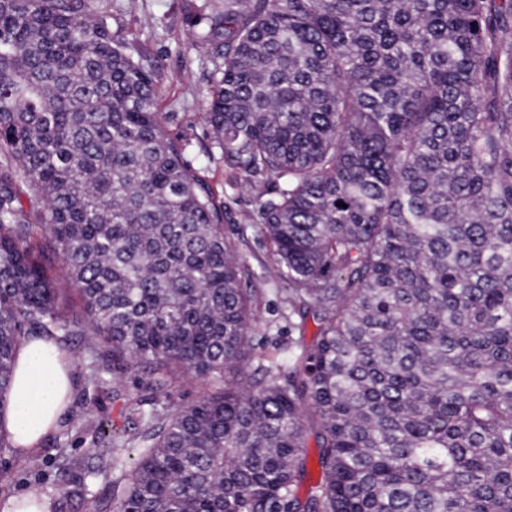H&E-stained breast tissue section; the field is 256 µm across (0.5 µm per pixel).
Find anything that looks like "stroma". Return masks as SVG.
<instances>
[{"label": "stroma", "mask_w": 512, "mask_h": 512, "mask_svg": "<svg viewBox=\"0 0 512 512\" xmlns=\"http://www.w3.org/2000/svg\"><path fill=\"white\" fill-rule=\"evenodd\" d=\"M116 18L115 30L152 62L159 75L161 87L160 109L173 114L175 129L192 134L196 141L208 142L210 131L201 119L208 88L207 49L192 38L190 14L203 8L205 0H110ZM195 165L210 180L216 196L224 203V231L235 232L238 225L253 223L257 207V192L246 185L223 164L198 157ZM259 319L252 342L256 348H272L277 344L297 339V332L289 331L283 316L279 294L270 285H263L259 296ZM73 391L70 403L58 426L59 431L71 430L73 422L84 414L111 424L113 430L122 429L130 413L132 402H139L142 410L171 408L187 405L199 399L206 391L197 380L186 379L173 384L167 395L156 394L146 386L139 371L121 375L120 390L111 385L94 386L87 380L83 354L67 356ZM95 440L90 431L73 435L66 451H59L55 435H48L26 453L9 452L7 465L0 468V512H4L17 496L41 487L46 498L57 500L60 512H87L96 498L109 493L107 476H89L83 481L84 495L67 499L68 483L61 469L65 457L88 459ZM37 459V468H30V459Z\"/></svg>", "instance_id": "stroma-1"}]
</instances>
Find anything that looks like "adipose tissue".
Returning <instances> with one entry per match:
<instances>
[{
  "label": "adipose tissue",
  "mask_w": 512,
  "mask_h": 512,
  "mask_svg": "<svg viewBox=\"0 0 512 512\" xmlns=\"http://www.w3.org/2000/svg\"><path fill=\"white\" fill-rule=\"evenodd\" d=\"M70 388L69 365L53 342L37 337L20 344L5 419L16 449L33 447L55 429Z\"/></svg>",
  "instance_id": "obj_1"
}]
</instances>
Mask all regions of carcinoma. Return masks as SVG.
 <instances>
[{"label":"carcinoma","instance_id":"1","mask_svg":"<svg viewBox=\"0 0 512 512\" xmlns=\"http://www.w3.org/2000/svg\"><path fill=\"white\" fill-rule=\"evenodd\" d=\"M114 21L104 0H0V454L21 342L93 336L95 386L209 388L133 408L93 512H512V0L194 16L205 156L259 191L263 280L316 326L262 355L257 275Z\"/></svg>","mask_w":512,"mask_h":512}]
</instances>
